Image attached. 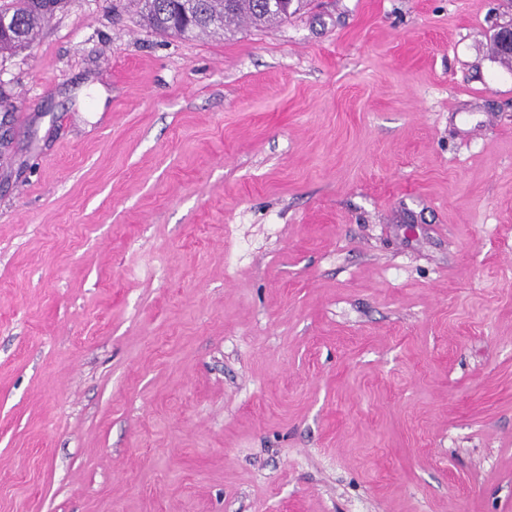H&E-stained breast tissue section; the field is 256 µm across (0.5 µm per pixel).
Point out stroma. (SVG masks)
<instances>
[{
    "mask_svg": "<svg viewBox=\"0 0 512 512\" xmlns=\"http://www.w3.org/2000/svg\"><path fill=\"white\" fill-rule=\"evenodd\" d=\"M510 22L59 0L0 54V512H512ZM144 24L151 30L183 38L226 35L241 23L268 26L300 10L302 0H138ZM295 5V7H294Z\"/></svg>",
    "mask_w": 512,
    "mask_h": 512,
    "instance_id": "1",
    "label": "stroma"
}]
</instances>
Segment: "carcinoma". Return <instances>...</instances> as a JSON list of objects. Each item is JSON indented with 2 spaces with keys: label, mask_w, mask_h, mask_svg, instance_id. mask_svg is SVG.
I'll use <instances>...</instances> for the list:
<instances>
[{
  "label": "carcinoma",
  "mask_w": 512,
  "mask_h": 512,
  "mask_svg": "<svg viewBox=\"0 0 512 512\" xmlns=\"http://www.w3.org/2000/svg\"><path fill=\"white\" fill-rule=\"evenodd\" d=\"M59 0H0V54L29 47L47 18L46 7ZM303 0H138L144 24L151 30L183 38L226 35L241 23L268 26L283 22Z\"/></svg>",
  "instance_id": "1"
}]
</instances>
